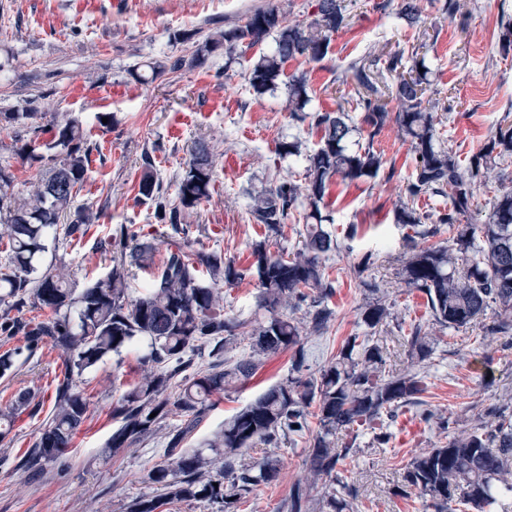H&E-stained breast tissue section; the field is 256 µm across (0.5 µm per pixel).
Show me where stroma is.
<instances>
[{
  "label": "stroma",
  "instance_id": "1",
  "mask_svg": "<svg viewBox=\"0 0 512 512\" xmlns=\"http://www.w3.org/2000/svg\"><path fill=\"white\" fill-rule=\"evenodd\" d=\"M373 2L355 0L347 26L336 34L324 60L289 61L287 73L307 72L315 89L310 109L333 111L350 90L340 81L348 62L366 47L385 53L417 49L440 101L435 116L442 141L457 158L468 160L487 143L504 113L512 112V54L501 55L498 41L501 10L512 9V0H475L464 23L441 14L437 0H417L421 20L412 27L399 15L402 0H392L385 14L375 11ZM271 4L293 23L310 20L313 12L311 0H0V112L35 110L77 120L95 147L75 204L100 218L88 225L81 241L63 235L48 240L43 264L53 265L73 287H83L87 273L102 274L111 265L101 239L127 225L154 247L152 268L134 272L136 287H145L177 236L169 225L155 223L147 206L135 202L141 155L154 150L158 176L172 197L195 144L202 142L214 163L210 196L189 210L184 222L197 246L223 251L245 271L244 280L223 286L221 295L226 312L253 320L259 289L250 272L252 242L263 238L271 253L291 252L302 224L288 218L281 235L264 237L247 210L246 194L289 177L302 180L304 160L280 158L276 146L289 135L311 146L319 133L291 120L285 109L286 82L260 97L249 93L247 70L261 49L273 48L270 40L263 48L246 50L229 67L223 55L213 54L202 66L167 71L147 84L135 74L144 64H163L168 57L194 52L195 41L174 40V33H212L244 23L251 10ZM101 113L109 114L108 124H99ZM23 143L18 127L0 128V165L12 176L10 193L20 198L48 170L47 164L32 166L19 158ZM376 146L393 167V177L357 184L337 180L330 187V232L340 235L354 224L358 234L351 250L329 253L325 261L336 287L331 300L336 317L324 333L304 337L303 346L311 370L327 366L346 337L357 332L370 282L391 306V318L376 331L386 347L387 371L403 373L412 367L401 322H420L434 338L435 361L423 395L432 420L412 409L400 413L386 449L373 447L371 435H363L358 452L341 469L358 490L353 512H429L418 492L404 491V467L415 455L447 445L437 417L471 429L482 425L486 408L512 397V344L483 339L478 322L440 329L433 325L422 294L407 290L401 274L408 251L405 231L394 224L393 211L407 200L412 144L392 125ZM366 251L374 253L376 263L359 277L353 272L354 255ZM138 356L132 347L85 372L81 386L90 402L85 422L61 461L34 473L18 469L17 461L50 416L63 360L46 345L35 356L18 359L13 373L0 377V410L20 392L35 395L0 436V512H128L136 497L150 492L145 476L162 461L165 432L175 419L165 420L163 431L120 454L106 447L116 427L112 404L142 375ZM288 367V353L267 357L255 376L225 392L186 447H196L225 418L286 378ZM308 450L305 436L279 443L278 481L258 487L236 512H279L294 483L307 473Z\"/></svg>",
  "mask_w": 512,
  "mask_h": 512
}]
</instances>
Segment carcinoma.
Wrapping results in <instances>:
<instances>
[{"instance_id":"cac0c4a2","label":"carcinoma","mask_w":512,"mask_h":512,"mask_svg":"<svg viewBox=\"0 0 512 512\" xmlns=\"http://www.w3.org/2000/svg\"><path fill=\"white\" fill-rule=\"evenodd\" d=\"M441 11L467 17L470 0H444ZM348 6L344 0H316L312 19L285 24L279 8L268 5L251 12L242 25H233L207 36L190 60L175 58L167 66L152 71L158 76L202 64L219 50L224 51L225 68L241 57L242 49L263 44L275 36L274 48L259 55L248 71L253 93L273 91L291 60L319 63L329 52L335 34L347 26ZM499 43L504 53L512 51V15L501 9ZM405 50L382 56L368 51L348 66L355 81L350 97L353 111L360 113L356 127L343 106L334 111H305L311 100L306 73L288 75V112L300 122L321 131L310 148L297 137L277 145L281 158L305 160L304 183L283 180L250 194L249 211L263 226L265 236L281 231L285 220L297 212L303 220L301 244L287 256L273 255L266 240L252 243V256L259 282L257 308L265 319L253 329L224 312L220 286L244 279V272L224 258V252L194 247L183 226L186 210L197 207L210 194L213 160L203 143L196 145L188 167L178 182L179 203L170 202L158 176L155 158L142 156L137 202L152 209L158 224H168L181 241L153 280L139 291L132 289V267L152 263L149 242L122 225L110 234L112 267L104 275L91 278L76 290L61 277L41 270L39 261L46 240L58 231L70 238H82L87 225L97 216L87 208H73L77 191L85 182L92 147L82 126L67 119L42 123L41 112H1L0 122L17 125L29 141L18 156L32 163L53 162L50 176L37 181L32 192L20 199L3 191L11 176L0 166V224L8 233L0 234V246L8 265L0 269V335L24 336V348L0 355V377L13 372L15 358L32 355L44 344L64 357L63 378L58 380L52 413L40 435L22 457L19 467L35 468L59 459L87 417L88 398L78 388L83 373L137 341H146L139 357L145 374L128 386L112 407V419L119 423L108 440L112 455L132 448L156 434L170 416L185 418L184 426L166 433L165 460L147 473L148 483L160 494H144L130 505V512H165L174 501H208L218 512H231L234 505L262 485L276 481L280 460L268 454L257 462L245 454L257 443L277 445L281 439L301 436L309 430V408L315 407L318 429L312 435L307 456L308 474L292 487L281 506L285 512H309L312 491L323 488L322 507L328 512H346L355 499L350 484L339 475L338 466L358 451V437L372 434L373 442H388L389 421L403 408L420 406L426 391V375L417 369L405 373L385 371L382 347L375 341L376 328L391 317L380 299L366 302L360 313L362 333L346 338L330 364L316 372L306 365L302 333H322L334 317L329 301L336 294L325 276L323 259L357 236L350 225L343 238L332 237L322 214L327 206L330 185L337 179L352 183L374 179L385 170L386 161L374 148L375 139L390 125H397L410 138L414 168L406 193L413 201L425 195L448 200V207L422 213L402 205L394 210V223L410 230L405 240L410 250L403 267L409 291L420 292L433 324L443 329L466 327L492 310V320L484 325L483 337L512 338V186L489 172L496 170L492 158L512 156V122L503 117L484 151L464 164L439 143L433 109L425 99L430 86L424 61L409 66ZM395 78L390 86L384 73ZM398 102V110L388 108L387 99ZM366 132L365 142L348 146L356 130ZM51 139L45 148L57 154L38 152L36 140L45 132ZM493 194L487 220L472 224L476 188ZM70 219L65 224L63 220ZM448 226L453 236L446 242L429 239ZM31 306L45 318L25 320L11 315ZM290 309L291 314L283 313ZM303 311L300 318L294 313ZM246 336L251 356L233 362L224 357L231 340ZM408 354L417 363L433 354L434 340L423 325L412 322L404 335ZM206 349L210 362L192 376L183 378L179 392L169 393L172 381L188 365V356ZM291 352L288 376L238 410L199 448L183 443L213 406L211 398L250 378L264 358L280 351ZM28 392L19 393L0 420L11 426L13 411L30 405ZM155 417H150L151 413ZM488 424L458 430L440 422L448 434V445L414 456L403 479L427 499L433 512H493L497 506L509 512L502 499L512 495V407L493 406L485 411Z\"/></svg>"}]
</instances>
